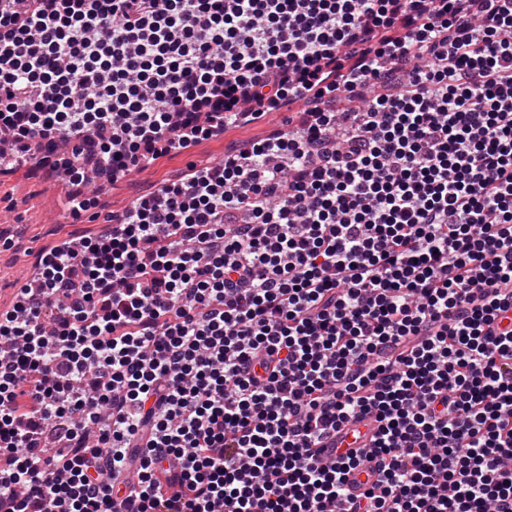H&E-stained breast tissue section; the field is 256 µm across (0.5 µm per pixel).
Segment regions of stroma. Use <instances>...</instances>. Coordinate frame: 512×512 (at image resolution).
I'll return each mask as SVG.
<instances>
[{
    "label": "stroma",
    "mask_w": 512,
    "mask_h": 512,
    "mask_svg": "<svg viewBox=\"0 0 512 512\" xmlns=\"http://www.w3.org/2000/svg\"><path fill=\"white\" fill-rule=\"evenodd\" d=\"M264 132L261 126L232 127L220 138L203 141L190 155L160 158L144 176L107 189L93 214L78 220H58V211L69 202L68 191L51 184L36 164L0 169V309L10 307L16 279L37 267L45 253L60 241L94 237L104 230V216L124 209L136 194L152 191L180 176L188 162L204 165L220 161L225 150L260 139Z\"/></svg>",
    "instance_id": "35a3bbf8"
}]
</instances>
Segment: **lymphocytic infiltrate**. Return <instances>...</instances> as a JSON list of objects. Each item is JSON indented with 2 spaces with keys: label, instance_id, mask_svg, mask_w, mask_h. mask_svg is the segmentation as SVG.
<instances>
[{
  "label": "lymphocytic infiltrate",
  "instance_id": "f902f5d3",
  "mask_svg": "<svg viewBox=\"0 0 512 512\" xmlns=\"http://www.w3.org/2000/svg\"><path fill=\"white\" fill-rule=\"evenodd\" d=\"M285 108L0 312V512H512V0H0L74 185ZM375 429V423L370 418L350 420L336 431V437L333 436L328 440L329 445L323 454L338 458L351 449L371 448Z\"/></svg>",
  "mask_w": 512,
  "mask_h": 512
}]
</instances>
